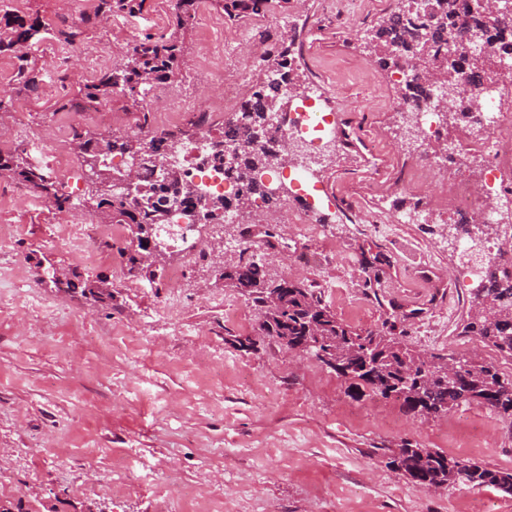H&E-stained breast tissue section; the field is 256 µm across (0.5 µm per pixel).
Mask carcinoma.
Listing matches in <instances>:
<instances>
[{
    "label": "carcinoma",
    "instance_id": "obj_1",
    "mask_svg": "<svg viewBox=\"0 0 512 512\" xmlns=\"http://www.w3.org/2000/svg\"><path fill=\"white\" fill-rule=\"evenodd\" d=\"M230 22L252 14H261L271 0H216ZM145 0H98L94 19L113 14H135L142 11ZM199 0H178L172 27L164 34L146 36L137 42L126 58L103 72L96 81L79 88L76 94L62 99L61 111L91 110L114 94L121 95L128 107L142 113L148 122V113L142 105L145 87L158 80L178 75L183 64L184 43L196 22ZM460 10L457 0H395V7L387 12L372 28L365 40V50L371 59L390 68L396 65L393 47L412 51L419 61V77L399 85L397 93L408 99L427 92L430 82L424 74L436 71L447 78L460 70L479 81L491 67V59L477 57L464 59L460 67L443 46L448 43V32L465 39L470 28L480 26L479 18L471 16L472 27L459 24ZM38 20L27 21L19 16L0 18V53L10 52L18 60V85L33 92L38 87V74L28 66L27 47L39 33ZM504 52H512V10L498 14V26L489 35ZM296 36L291 31L282 35L279 43L261 59L264 71H273L276 78H260L235 117L224 123V138L213 145V152L221 156L224 139L233 140L243 130L262 143L258 149L242 151L227 173L245 185L230 202L222 196L212 195L204 200L191 190L193 182L181 170L173 167L161 172L156 162H164L172 152H180L182 144L166 137L150 142V156L156 162L139 167V175L149 173L152 179L139 180V189L130 195L119 189L112 198L92 201L94 213L102 224H123L129 235L127 274L131 277L155 275V270L141 264L139 248L149 239L159 238V231L169 223L172 205L200 208L204 223H224V208L234 205L245 213L253 198L265 195L261 185L252 180V172L281 167L282 146L270 137L268 115L285 107L286 97L281 87L304 88V73L295 62ZM443 125L458 127L464 113L458 111L453 100L441 113ZM143 148L136 134L95 136L76 129L72 133L71 149L88 166V159L96 158L101 169L114 154L132 157ZM6 176L26 187H34L62 210L72 206L70 195L41 166L34 164L27 149L21 145L13 150L0 151V176ZM220 279L251 304L257 315L255 335L236 336L232 345L240 350L255 348L257 338L270 339L294 349L312 343L302 353L316 358L337 372L344 371L348 393L354 398L381 396L398 401L402 409L414 416H440L466 403H477L512 420V377L502 375L498 368L478 359L476 355H428L410 348L395 333L389 331L357 329L336 316L324 302L321 292L313 285L295 278L274 280L265 265L254 259L240 260L224 266ZM54 287L73 297L90 300L103 308H112V284L102 279L73 280L52 277ZM462 336H472L484 346L512 359V255L500 256L486 263L481 287L469 300L466 315L461 320ZM451 359L458 371L453 380L430 362ZM390 466L408 482L422 488L446 489L456 485L488 487L512 497V471L495 470L476 462L457 459L433 449L410 443L393 451Z\"/></svg>",
    "mask_w": 512,
    "mask_h": 512
}]
</instances>
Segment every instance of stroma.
<instances>
[{"mask_svg":"<svg viewBox=\"0 0 512 512\" xmlns=\"http://www.w3.org/2000/svg\"><path fill=\"white\" fill-rule=\"evenodd\" d=\"M97 0H0V16L39 19L27 49L39 73L22 92L17 61L0 54V150L25 143L21 122L52 132L64 121L93 134L133 130L135 112L120 97L105 100L112 120L93 112L59 111L73 93L57 37L60 17L81 25ZM393 5L360 0H288L230 25L216 4L210 28L186 38L180 75L164 82L187 101L213 99L217 70L260 75L261 56L287 30L312 85L325 88L324 113L350 131L327 152L313 182L331 196L314 224L288 225L296 252L247 242L240 224H202L201 241L223 240L226 263L242 251L260 258L272 278L312 284L352 326L396 322L405 342L426 354H478L512 376V360L458 333L478 281L457 259L442 202L457 171L482 168L476 153L458 156L436 182L402 190L413 150L402 135L405 116L392 109L397 83L375 67L361 35ZM175 0H146L142 13L118 14L87 28L83 45L97 62L96 80L120 62L130 43L166 32ZM394 143L384 176L372 182L368 145ZM24 188L0 177V225L15 235L0 245V503L12 512H512V498L490 488L430 492L388 464L404 443L512 470V423L477 404L441 417L407 415L393 399L350 398L346 384L315 358L263 340L240 351L229 339L253 334L255 314L244 298L217 281L211 257L186 263L177 252L178 286L166 275L132 278L127 240L106 244L107 257L87 264L59 236L66 212L36 205ZM426 210L422 224H395L396 211ZM381 256L373 287L362 257ZM64 268L111 282L112 306L101 309L38 279L39 269ZM233 305L240 322L227 320Z\"/></svg>","mask_w":512,"mask_h":512,"instance_id":"stroma-1","label":"stroma"}]
</instances>
